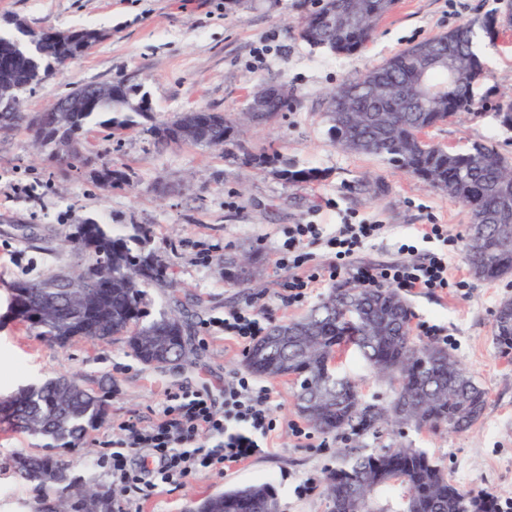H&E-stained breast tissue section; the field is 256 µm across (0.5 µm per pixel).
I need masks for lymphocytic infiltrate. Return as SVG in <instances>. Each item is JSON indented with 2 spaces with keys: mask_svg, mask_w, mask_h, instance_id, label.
Wrapping results in <instances>:
<instances>
[{
  "mask_svg": "<svg viewBox=\"0 0 512 512\" xmlns=\"http://www.w3.org/2000/svg\"><path fill=\"white\" fill-rule=\"evenodd\" d=\"M380 224L337 225L325 236L320 224H297L288 232V250L277 260L286 279L283 302L304 301L325 278L346 276L366 288L394 286L405 290L434 291L455 287L448 275V255L432 252L419 256L415 245L400 244V260L386 265H365L354 255L366 242L378 238ZM326 241L334 250L328 269L310 266L306 245ZM275 400L270 386L244 375L233 376L224 389V410L216 412L205 392L188 396L169 395L153 425L142 427L134 420L118 422V439L111 453L112 479L121 487L140 482L143 474H160L163 482L178 483L189 476L229 467L259 455L270 444L276 429ZM149 449V462L140 471L127 466L128 452Z\"/></svg>",
  "mask_w": 512,
  "mask_h": 512,
  "instance_id": "obj_1",
  "label": "lymphocytic infiltrate"
}]
</instances>
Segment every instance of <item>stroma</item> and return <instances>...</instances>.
I'll list each match as a JSON object with an SVG mask.
<instances>
[{
    "label": "stroma",
    "mask_w": 512,
    "mask_h": 512,
    "mask_svg": "<svg viewBox=\"0 0 512 512\" xmlns=\"http://www.w3.org/2000/svg\"><path fill=\"white\" fill-rule=\"evenodd\" d=\"M503 0H396L372 41L345 57L310 49L298 35L310 0H0V30L16 22L32 29H96L102 39L60 75L27 93L23 109L42 112L73 88L122 81L140 86L149 110L132 127H115L97 114L79 137L75 166L52 159L25 129L0 131V400L19 387L59 375L77 376L108 406L86 439L98 444L114 422H156L170 394L209 393L224 408V385L246 374V351L211 329L212 321L255 305L266 326L296 319L318 304L344 277L328 279L302 303L282 302L285 274L280 252L295 224H381V237L358 252L377 265L395 258L403 242L430 251L421 239L429 224L448 230L449 274L465 280L451 290L405 292L415 336L439 326L448 351L488 394L486 409L465 434L409 428L356 435L317 430L295 437L302 423L290 378L271 380L277 405L273 446L237 466L188 477L180 484L149 475L123 491L140 512H185L194 500L225 489L273 479L280 512H329L322 483L337 453L368 454L395 443L427 450L461 487L512 497V358L499 356L492 338L502 298L512 297V276L481 281L463 260L471 217L447 195L425 189L382 158L339 149L327 134V93L346 78L393 54L468 21L501 12ZM485 74L474 87V106L430 129L427 140L467 150L472 142L494 144L512 157V130L494 114L512 93V27L482 39ZM288 86L290 105L263 128L242 126L234 138L243 148L270 158L263 169L245 168L230 152L185 142L157 144L151 125L195 108L236 113L263 80ZM288 161L320 171L319 180L292 184L275 173ZM126 172L128 183L107 186L104 167ZM88 219L126 239L133 252H151L168 267L173 287L147 288L146 319L179 310L192 321L189 364H142L124 337L60 346L7 318L11 288L72 266L74 250L64 234ZM253 257V275L238 287L224 281V263ZM39 439L0 424V512H34L37 495L19 481L11 462Z\"/></svg>",
    "instance_id": "35a3bbf8"
}]
</instances>
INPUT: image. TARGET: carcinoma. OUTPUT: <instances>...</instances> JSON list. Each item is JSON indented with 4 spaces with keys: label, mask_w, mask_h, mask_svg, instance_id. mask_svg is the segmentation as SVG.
<instances>
[{
    "label": "carcinoma",
    "mask_w": 512,
    "mask_h": 512,
    "mask_svg": "<svg viewBox=\"0 0 512 512\" xmlns=\"http://www.w3.org/2000/svg\"><path fill=\"white\" fill-rule=\"evenodd\" d=\"M354 12L363 16L358 27L331 31L317 14L309 13L299 29L300 38L310 47L337 55L359 51L371 39L376 23L390 13L395 0H348ZM497 24L486 19L481 29L464 24L448 32L403 50L367 72L343 82L328 96L325 113L328 134L342 132L336 142L346 151L376 155L391 167L411 175L426 186L448 195L471 215L463 259L472 275L483 281L500 280L512 275V249L495 256H485L475 244L472 231L480 226L488 235L512 236V223H498L504 200H512V179L504 181L502 167L512 158L493 145L478 143L466 151H451L427 141L429 129L447 121L474 103L473 87L483 74V63L476 51L480 32L490 34ZM33 38L0 35V51L9 53V69L20 81L30 79L33 70L52 74L64 68V61L84 55L80 43L58 45L45 31L30 30ZM427 55L452 53L456 62V84L448 86V72L432 70L427 74L434 86L447 87L446 95L418 105L417 50ZM379 86L371 92L364 88L369 77ZM144 97L137 88L119 82L110 94L84 112H41L25 115L21 106L0 105V131L26 124L41 143H57L63 136L71 140L65 157L58 161L72 166L80 160L76 144L85 121L96 112H141ZM289 100L272 98L248 122L267 123L270 112L288 110ZM195 120L199 134L187 142L208 148L231 144L227 133L234 119L216 112L214 117L182 112L173 119L151 128L160 142L175 140L180 130ZM287 183L313 181L319 177L315 168L299 167L286 161L276 170ZM81 255L71 273L90 282L93 300L82 302L75 289L67 287L65 273L18 283L16 306L22 309L18 321L38 335L59 345L84 338L108 342L114 336H127V344L145 365L161 357L184 359L185 342L191 339L187 320L175 314L161 313L143 320L142 301L151 284L173 285L167 266L151 253H133L126 242L109 235L101 225L81 220L75 231L64 236ZM392 288L335 289L308 314L294 320L292 326L306 333L296 343L267 348L252 354L247 366L260 377L308 378L301 384L296 401L312 393L324 394L321 410L308 416L307 422L327 433L350 428L365 431L381 423L397 428L399 424L387 411L390 404L368 403L355 380L341 375L332 362L353 349L362 366L371 373L398 383L400 390L421 395L426 403L421 428L431 432L466 433L482 416L487 392L476 384L447 348L417 341L403 311L396 325H391ZM352 301L365 303V317L353 323L340 319ZM494 341L500 354L512 355V327H493ZM424 353L432 366L423 371L417 355ZM0 412L10 417L16 430L48 438L60 444L53 453H20L13 468L22 482L37 491L35 512H114L115 490L105 485H87L96 499L91 510L86 497L71 493L68 487L81 483L71 476L62 449L82 440L87 428L103 418L105 404L93 389L75 377L50 378L39 385L17 391L0 402ZM325 494L331 498L330 512H357V496L376 499L387 505L383 512H497L495 501L457 485L431 455L421 448L398 444L378 453L339 458L324 479ZM274 494L270 482L254 483L219 492L195 502L189 512H267V500Z\"/></svg>",
    "instance_id": "carcinoma-1"
}]
</instances>
